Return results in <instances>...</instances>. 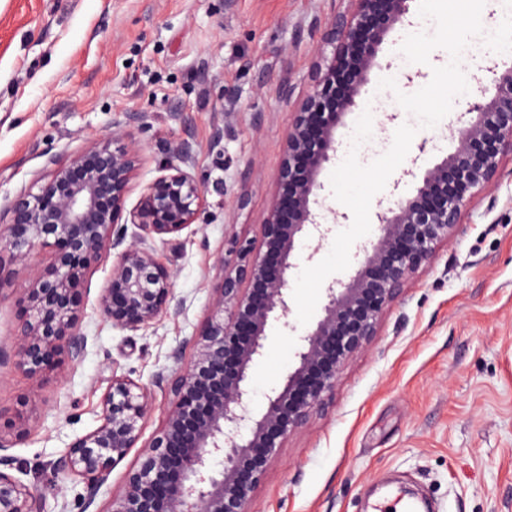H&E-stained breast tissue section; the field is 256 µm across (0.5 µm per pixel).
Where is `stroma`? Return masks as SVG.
Instances as JSON below:
<instances>
[{"instance_id":"obj_1","label":"stroma","mask_w":512,"mask_h":512,"mask_svg":"<svg viewBox=\"0 0 512 512\" xmlns=\"http://www.w3.org/2000/svg\"><path fill=\"white\" fill-rule=\"evenodd\" d=\"M346 0H0V210L47 173L111 133L126 113L143 150L127 204L177 166L204 184L206 205L178 241H154L174 274L173 308L130 332L98 309L113 261L82 297L84 358L42 385L0 367V433L44 512H79L83 483L49 464L100 423L112 373L150 388V440L171 397L158 372L211 312L215 261L255 239L279 185L297 98L329 59L328 22ZM414 24L382 44L355 112L337 131L339 159L321 175L343 218L290 281L297 329L321 314L322 290L347 278L375 213L408 190L427 160L455 145L451 124L478 68L512 65V0H412ZM293 96H285L284 87ZM189 151L174 154L177 143ZM477 200L385 310L368 349L350 359L324 406L269 463L250 512H381L405 495L428 512H512V174ZM49 261L11 266L0 288V345L20 332L21 300ZM294 332L273 328L251 370L252 405L294 362Z\"/></svg>"}]
</instances>
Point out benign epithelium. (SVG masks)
<instances>
[{"label":"benign epithelium","instance_id":"7a95c632","mask_svg":"<svg viewBox=\"0 0 512 512\" xmlns=\"http://www.w3.org/2000/svg\"><path fill=\"white\" fill-rule=\"evenodd\" d=\"M325 39L336 44L318 65L314 82L298 103L278 171L288 188V221L282 196L259 224L256 242H236L218 257L211 313L188 341L192 355L180 375L159 372L156 383L172 395L165 420L142 446L121 486L112 470L137 446L153 397L127 376L112 375L101 400V424L77 437L50 463L56 474L82 479L83 512H248L267 464L336 387L345 363L366 351L385 309L438 250L452 243L470 205L487 197L512 157V66L486 68L454 130L448 154L422 169L414 190L379 206L376 240L352 254L353 273L324 288L319 319L297 336L295 364L271 391L264 411L252 406L251 369L263 354L268 331L289 322V278L304 239L322 241L332 231L320 180L336 155V132L372 71L381 68V44L396 26L412 25V0H348ZM125 122L64 163H51L37 191L25 190L0 218V250L16 264L40 253L49 265L22 299L18 342L0 348V366L12 364L37 382L80 361L87 337L81 331L80 297L90 270L111 255L115 261L98 308L113 325L137 331L166 314L173 300V273L148 240L175 241L198 220L205 187L179 168L147 185L127 209L140 149ZM140 233L128 235L127 225ZM11 447L0 436V512H42L34 492L10 473ZM109 493L107 507L95 508Z\"/></svg>","mask_w":512,"mask_h":512}]
</instances>
